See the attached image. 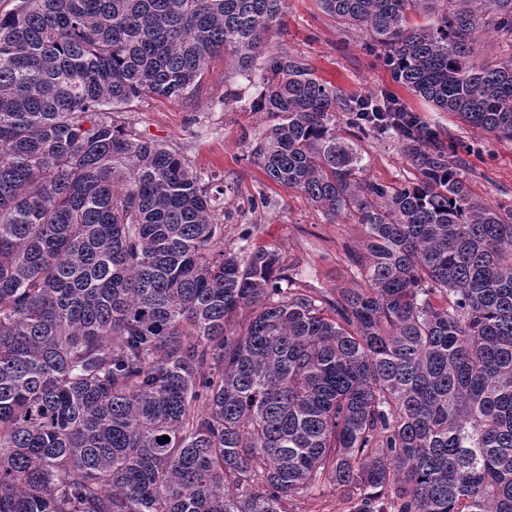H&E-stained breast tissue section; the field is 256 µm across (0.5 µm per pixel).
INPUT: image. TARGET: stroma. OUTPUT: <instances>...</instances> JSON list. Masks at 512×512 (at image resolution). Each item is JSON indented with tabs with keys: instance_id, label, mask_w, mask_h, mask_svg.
I'll return each instance as SVG.
<instances>
[{
	"instance_id": "stroma-1",
	"label": "stroma",
	"mask_w": 512,
	"mask_h": 512,
	"mask_svg": "<svg viewBox=\"0 0 512 512\" xmlns=\"http://www.w3.org/2000/svg\"><path fill=\"white\" fill-rule=\"evenodd\" d=\"M367 40L362 30L340 26L317 0H286L266 48L304 59L320 79L353 100L394 86L381 60L366 51ZM261 89L260 73L240 75L218 60L188 98L170 102L145 97L117 118L139 137L179 153L216 197L222 209L218 221L224 226L218 248L236 250L246 243L276 251L293 287L335 301L341 289L360 280L363 228L349 216L327 218L301 192L271 181L254 161L257 139L276 122L270 113L251 107ZM402 98L458 144L467 162L464 180L476 199L492 207L512 206V141L472 128L410 93ZM338 129L362 148L367 179L396 187L416 179L396 141L363 136L343 123ZM257 199L264 206L256 210L252 203Z\"/></svg>"
}]
</instances>
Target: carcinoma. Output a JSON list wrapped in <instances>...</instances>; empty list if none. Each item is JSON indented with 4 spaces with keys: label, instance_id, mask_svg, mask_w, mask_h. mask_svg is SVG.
I'll return each mask as SVG.
<instances>
[{
    "label": "carcinoma",
    "instance_id": "cac0c4a2",
    "mask_svg": "<svg viewBox=\"0 0 512 512\" xmlns=\"http://www.w3.org/2000/svg\"><path fill=\"white\" fill-rule=\"evenodd\" d=\"M15 2L0 512H290L326 483L354 512H512V209L474 199L439 130L266 51L285 0ZM318 2L407 92L512 141V0ZM485 26L506 55L478 62ZM226 54L261 71L252 107L280 119L251 153L267 177L365 228L362 283L334 304L271 250L214 251L199 177L112 119L189 97ZM340 111L394 139L416 181L363 178Z\"/></svg>",
    "mask_w": 512,
    "mask_h": 512
}]
</instances>
